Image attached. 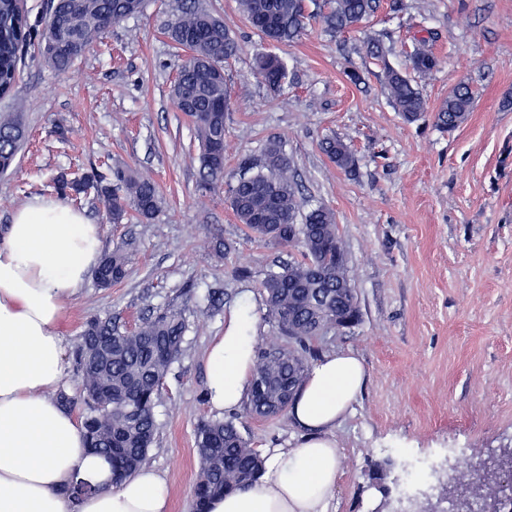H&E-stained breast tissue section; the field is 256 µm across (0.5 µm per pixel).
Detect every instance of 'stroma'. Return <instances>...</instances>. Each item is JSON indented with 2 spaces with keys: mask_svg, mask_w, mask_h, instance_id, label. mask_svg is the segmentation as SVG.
Masks as SVG:
<instances>
[{
  "mask_svg": "<svg viewBox=\"0 0 512 512\" xmlns=\"http://www.w3.org/2000/svg\"><path fill=\"white\" fill-rule=\"evenodd\" d=\"M174 0H146L142 14L101 34L66 74L28 47L10 111L20 101L29 141L16 168L0 175V232L36 196L56 197L57 177L108 163L149 177L161 194L149 221L107 224L103 198L77 207L101 230L103 249L131 239L126 279L101 288L87 279L66 301L58 332L65 348L62 389L80 393L76 363L86 320L110 316L135 328L149 309H183L189 331L156 409L158 434L147 459L170 486V512H187L199 472L195 428L211 419L204 354L242 289L254 295L260 340L278 334L259 287L289 252L249 239L224 193L201 196L187 119L169 86L178 61L163 34ZM239 45L224 66L230 94L224 182L244 160L260 161L281 142L310 204L334 210L357 289L360 320L310 343L313 357L348 349L367 382L336 430L342 448L335 512H404L440 497L438 480L407 489L404 462L444 465L458 451L478 462L512 448V0H380L362 27L333 34L310 0L296 41L276 47L288 70L274 93L253 66L266 44L236 0H204ZM434 35L439 64L415 77L427 105L407 123L384 90V69L409 71L414 37ZM383 38L385 59L367 57L366 37ZM356 70L359 84L346 73ZM478 91L465 124L448 132L433 115L458 81ZM328 137L355 154L353 171L321 151ZM219 237L221 257L207 242ZM252 448L292 447L288 417L246 420ZM382 465L386 492L371 486Z\"/></svg>",
  "mask_w": 512,
  "mask_h": 512,
  "instance_id": "1",
  "label": "stroma"
}]
</instances>
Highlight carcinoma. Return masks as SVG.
Returning <instances> with one entry per match:
<instances>
[{
	"label": "carcinoma",
	"mask_w": 512,
	"mask_h": 512,
	"mask_svg": "<svg viewBox=\"0 0 512 512\" xmlns=\"http://www.w3.org/2000/svg\"><path fill=\"white\" fill-rule=\"evenodd\" d=\"M378 0H324L326 29L341 34L356 29L375 11ZM177 14L165 28L172 47L188 52L177 69L172 86L176 109L188 119L200 148L201 191H214L224 182L226 112L229 96L224 62L238 46L224 21L200 0H177ZM145 0H50L42 29L28 24L16 0H0V99L13 98L18 63L24 47L38 40L43 61L64 74L82 57L99 34L143 11ZM240 14L261 39L271 46L292 42L305 28L308 5L303 0H237ZM413 71L426 76L436 67L432 37L414 40L408 54ZM257 75L272 91L282 90L287 73L280 57L269 51L256 58ZM388 98L404 121H418L426 102L402 71L388 67L384 73ZM477 91L459 82L448 92L436 113V124L454 131L468 119ZM27 139L22 113L0 114V173L8 172ZM323 152L337 168L350 171L356 158L340 139L328 138ZM100 188L106 198L105 216L112 224L150 219L159 209L156 184L120 167L110 176L93 169L59 189L80 194L88 185ZM230 207L247 233L276 248L295 251L277 264L260 282L269 314L279 336L256 347L251 388L242 415L251 419L285 416L291 403L288 388H298L309 370L307 342L332 331L351 327L359 317L356 288L350 278L336 215L307 201L293 174V164L278 141L267 144L257 169H248L228 189ZM135 248L123 241L105 254L93 276L101 288H110L127 275ZM188 331L184 311L157 307L134 330L110 317L89 319L80 334L77 363L83 403L65 392L57 393L61 406L77 409L90 451L112 462L121 481L146 461L158 426L155 408L161 386L179 359ZM105 339L112 340V358L89 361L90 352ZM239 415L212 419L195 430L200 468L192 487L190 512H207L209 502L244 489L263 473L262 461L238 425ZM448 480L464 488L476 510L512 494V488L483 480L477 473Z\"/></svg>",
	"instance_id": "carcinoma-1"
}]
</instances>
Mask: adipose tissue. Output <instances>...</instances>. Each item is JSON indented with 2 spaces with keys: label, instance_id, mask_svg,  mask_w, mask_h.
<instances>
[{
  "label": "adipose tissue",
  "instance_id": "1",
  "mask_svg": "<svg viewBox=\"0 0 512 512\" xmlns=\"http://www.w3.org/2000/svg\"><path fill=\"white\" fill-rule=\"evenodd\" d=\"M98 225L54 198L18 209L0 237V512H169L166 479L141 466L114 482L111 464L88 451L76 417L53 398L64 379L58 334L101 254ZM258 320L245 291L205 357L206 398L217 413L238 409L250 389ZM367 380L351 351L322 354L288 407L302 431L291 448H263L264 472L216 498L208 512H332L339 477L336 429ZM92 491L73 498L77 482Z\"/></svg>",
  "mask_w": 512,
  "mask_h": 512
}]
</instances>
